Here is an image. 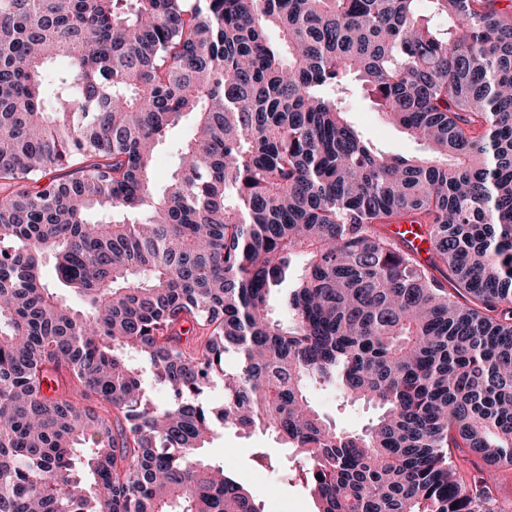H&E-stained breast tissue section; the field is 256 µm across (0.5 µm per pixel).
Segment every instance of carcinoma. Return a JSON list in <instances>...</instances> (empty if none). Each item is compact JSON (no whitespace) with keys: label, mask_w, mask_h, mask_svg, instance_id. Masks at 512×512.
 Segmentation results:
<instances>
[{"label":"carcinoma","mask_w":512,"mask_h":512,"mask_svg":"<svg viewBox=\"0 0 512 512\" xmlns=\"http://www.w3.org/2000/svg\"><path fill=\"white\" fill-rule=\"evenodd\" d=\"M499 2L0 0V512H263L202 455L219 428L293 449L316 512H509ZM356 84L422 154L348 121ZM406 213L426 266L386 234ZM312 388L378 414L339 429ZM192 128L190 119L184 120L173 128L166 137L164 143L159 147L154 159V180L158 188H162L167 182L171 172L176 166L177 146L188 138Z\"/></svg>","instance_id":"carcinoma-1"}]
</instances>
